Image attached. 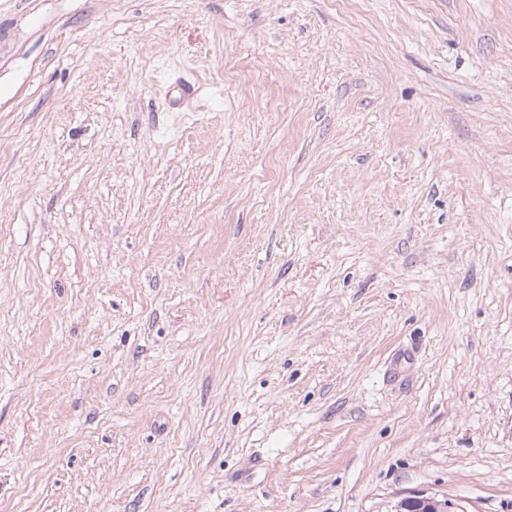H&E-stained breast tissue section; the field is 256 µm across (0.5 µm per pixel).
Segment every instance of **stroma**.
<instances>
[{"label":"stroma","mask_w":512,"mask_h":512,"mask_svg":"<svg viewBox=\"0 0 512 512\" xmlns=\"http://www.w3.org/2000/svg\"><path fill=\"white\" fill-rule=\"evenodd\" d=\"M0 210V512H512V0H0ZM398 512H447L446 506L440 501L425 496L404 499L400 502Z\"/></svg>","instance_id":"35a3bbf8"}]
</instances>
